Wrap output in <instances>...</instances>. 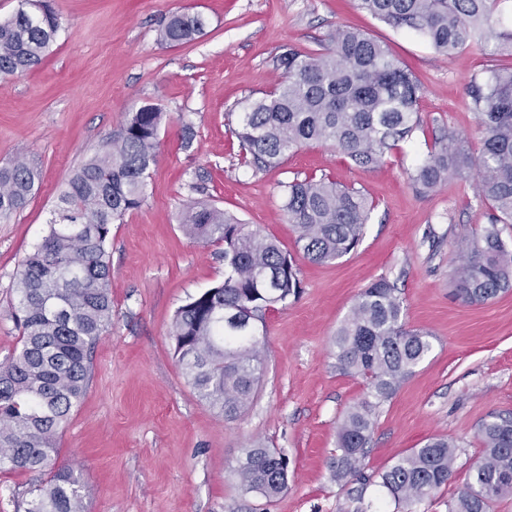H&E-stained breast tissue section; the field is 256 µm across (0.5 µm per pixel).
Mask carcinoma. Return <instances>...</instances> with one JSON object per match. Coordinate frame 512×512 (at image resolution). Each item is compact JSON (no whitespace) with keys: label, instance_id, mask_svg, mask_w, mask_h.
<instances>
[{"label":"carcinoma","instance_id":"carcinoma-1","mask_svg":"<svg viewBox=\"0 0 512 512\" xmlns=\"http://www.w3.org/2000/svg\"><path fill=\"white\" fill-rule=\"evenodd\" d=\"M358 2L391 27L421 34L441 55L490 42L512 55V31L499 30V0ZM34 6L35 0H20L16 12L0 21L1 77L41 63L56 39L57 14L41 16ZM205 27L200 14L173 13L160 41L190 43ZM276 67L283 80L236 116L239 156L257 171L309 143L330 144L355 164L375 168L422 124L418 81L384 44L359 29L336 28L323 53L290 48ZM472 98L480 106V155L465 148L460 136L442 131L411 179L428 192L477 170L489 224L463 242L452 284L455 298L481 304L512 287V249L499 228L512 225V68L492 71L473 86ZM165 121L155 105L128 113L118 136L106 139L69 179L47 235L23 261L15 283L21 347L0 363V467L45 470L59 430L88 389L93 346L112 323V223L140 207ZM36 178L24 161L0 166L1 219L26 207ZM373 209L366 195L327 177L285 185L283 211L297 230L302 257L312 263L333 262L354 250ZM181 228L191 238L224 244V280L178 308L174 354L200 400L230 416L251 400L263 371L256 323L299 298V269L276 240L247 230L219 208L189 209ZM335 346L339 369L368 386L338 427L331 461L336 482L358 500L376 482L405 505L448 484L457 446L446 437L428 439L378 475L366 470L381 406L433 349L431 334L406 328L398 288L384 278L365 288L337 329ZM479 434L483 456L448 502V512H489L494 500L512 494V415L491 413ZM238 475L245 491L273 498L288 484L286 457L253 448ZM32 494L25 512H83L80 478L69 467L51 471Z\"/></svg>","mask_w":512,"mask_h":512}]
</instances>
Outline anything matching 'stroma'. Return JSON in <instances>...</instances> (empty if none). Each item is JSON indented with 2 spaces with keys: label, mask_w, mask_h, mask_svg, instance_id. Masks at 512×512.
Masks as SVG:
<instances>
[{
  "label": "stroma",
  "mask_w": 512,
  "mask_h": 512,
  "mask_svg": "<svg viewBox=\"0 0 512 512\" xmlns=\"http://www.w3.org/2000/svg\"><path fill=\"white\" fill-rule=\"evenodd\" d=\"M60 29L37 66L0 77V166L25 160L38 179L28 205L0 219V362L20 348L16 276L41 241L59 194L127 112L153 104L168 119L142 206L112 224V323L92 353L88 390L57 438L53 466H73L84 512H448L479 459L481 422L512 412V290L471 305L452 295L459 241L490 213L477 174L429 193L410 176L433 132L449 130L479 152L472 85L512 56L471 46L438 55L419 35L362 12L358 0H51ZM175 12L202 14L204 34L176 47L159 30ZM350 25L383 42L421 86L423 124L384 163L361 167L330 145H306L262 171L245 166L233 133L238 102L282 78L289 46L320 53ZM192 143H185V135ZM328 176L375 208L356 250L336 261L298 259L303 292L265 316V370L249 404L224 418L201 401L174 354L177 308L224 279V247L184 234L197 203L227 211L297 253L282 210L294 178ZM387 278L401 292L408 328L434 348L386 402L366 459L383 472L429 438L461 448L446 486L412 505L371 486L350 499L330 463L344 414L365 393L336 367V331L359 294ZM289 458L288 487L273 499L245 491L238 466L253 448ZM43 476L0 470V512H22Z\"/></svg>",
  "instance_id": "1"
}]
</instances>
